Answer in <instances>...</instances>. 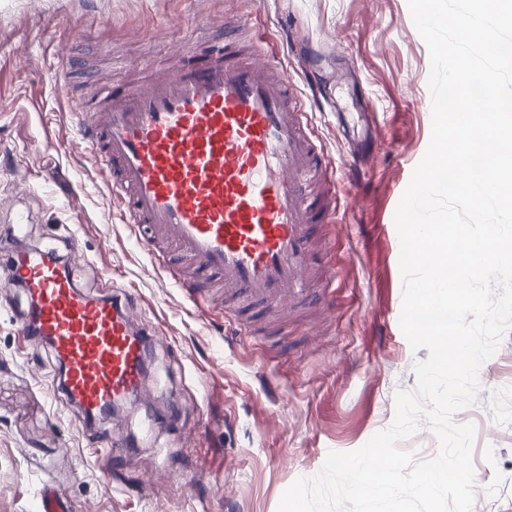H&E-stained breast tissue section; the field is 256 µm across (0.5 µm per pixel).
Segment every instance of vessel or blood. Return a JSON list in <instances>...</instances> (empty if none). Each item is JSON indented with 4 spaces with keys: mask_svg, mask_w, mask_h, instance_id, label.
<instances>
[{
    "mask_svg": "<svg viewBox=\"0 0 512 512\" xmlns=\"http://www.w3.org/2000/svg\"><path fill=\"white\" fill-rule=\"evenodd\" d=\"M263 36L249 54L234 42L186 60L75 113L80 136L122 207L177 285L221 288L240 306L312 302L313 225L335 221L334 169L310 129L314 112ZM8 278L27 309L19 334L49 343L65 367L70 402L83 416H110L113 399L138 395L151 332L120 303L89 298L66 263L37 248L13 251Z\"/></svg>",
    "mask_w": 512,
    "mask_h": 512,
    "instance_id": "vessel-or-blood-1",
    "label": "vessel or blood"
}]
</instances>
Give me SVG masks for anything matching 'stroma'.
I'll return each instance as SVG.
<instances>
[{
	"mask_svg": "<svg viewBox=\"0 0 512 512\" xmlns=\"http://www.w3.org/2000/svg\"><path fill=\"white\" fill-rule=\"evenodd\" d=\"M239 16L265 33L298 91L320 92L314 134L339 205L337 222L317 227L334 291L287 329L249 336L190 303L120 222L52 79L74 52L118 89L177 72ZM430 69L407 0H0V512H36L47 484L70 512H277L329 452L393 425L397 393L416 391L415 365L429 356L399 324L394 213L430 143ZM355 144L367 157L359 182ZM20 231L28 245L75 252L77 284L113 294L153 332L151 404L76 425L53 392L48 349L17 336L21 292L3 281ZM479 382L477 402L454 416L476 427L473 512H512V331Z\"/></svg>",
	"mask_w": 512,
	"mask_h": 512,
	"instance_id": "35a3bbf8",
	"label": "stroma"
}]
</instances>
